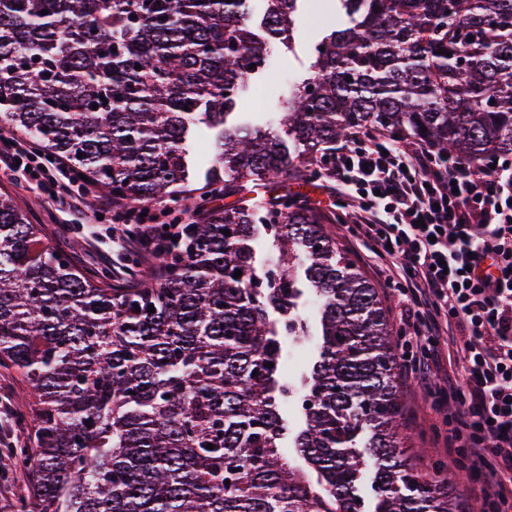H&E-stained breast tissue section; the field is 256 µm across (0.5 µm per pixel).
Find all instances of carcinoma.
I'll use <instances>...</instances> for the list:
<instances>
[{
  "label": "carcinoma",
  "instance_id": "1",
  "mask_svg": "<svg viewBox=\"0 0 512 512\" xmlns=\"http://www.w3.org/2000/svg\"><path fill=\"white\" fill-rule=\"evenodd\" d=\"M251 2L0 0L3 125L131 206L185 185L205 125L218 166L192 209L249 181L269 194L262 214L241 202L185 225L160 278L120 288L0 192V368L26 384L16 420L33 434L0 450L28 475L9 512H458L447 465L406 445L376 289L325 229L336 218L278 179L285 142L315 157L367 125L466 159L512 153V0H338L348 23L314 45L276 130L227 122L294 39L298 0H263L262 38ZM305 287L319 359L295 393L281 338H302ZM282 402L305 422L294 447L314 483L281 450Z\"/></svg>",
  "mask_w": 512,
  "mask_h": 512
}]
</instances>
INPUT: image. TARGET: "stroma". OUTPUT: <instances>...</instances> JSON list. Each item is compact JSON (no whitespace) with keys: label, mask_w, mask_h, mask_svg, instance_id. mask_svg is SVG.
Returning a JSON list of instances; mask_svg holds the SVG:
<instances>
[{"label":"stroma","mask_w":512,"mask_h":512,"mask_svg":"<svg viewBox=\"0 0 512 512\" xmlns=\"http://www.w3.org/2000/svg\"><path fill=\"white\" fill-rule=\"evenodd\" d=\"M343 22L334 0H298L295 13V38L290 47L273 50L269 67L271 75L282 76L284 83L299 84L309 77L313 57L312 47L323 36ZM250 99L233 111L231 121L254 120L275 127L280 109V92H268L264 82H256ZM0 191L10 194L25 210L32 223L45 225L50 246L61 247L71 262L88 272L107 271L113 284L127 285L139 278L131 269L127 248L112 234L110 219L93 224L72 223L67 214L58 212L55 204L38 191L26 188L20 176L0 175ZM298 313L307 327L304 352H297L293 338L283 343L285 369L289 376L308 375L315 352L318 333L316 311L308 298H301ZM400 394L406 407L407 433L413 447L422 451L426 461L444 459L442 438L433 425L422 387L404 382ZM26 390L16 373L0 370V444L25 442L30 437L27 426L17 424L14 416L22 410Z\"/></svg>","instance_id":"obj_1"}]
</instances>
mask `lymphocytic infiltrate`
I'll return each mask as SVG.
<instances>
[{
    "label": "lymphocytic infiltrate",
    "mask_w": 512,
    "mask_h": 512,
    "mask_svg": "<svg viewBox=\"0 0 512 512\" xmlns=\"http://www.w3.org/2000/svg\"><path fill=\"white\" fill-rule=\"evenodd\" d=\"M315 165L347 210L348 237L398 304L401 371L425 386L449 462L475 481L477 512H512V163L494 156L476 166L419 140L366 131ZM0 170L33 174L70 212L92 190L45 146L1 126ZM99 212L135 225L128 247L153 260L178 227L112 197ZM438 369L444 376L430 385Z\"/></svg>",
    "instance_id": "obj_1"
}]
</instances>
